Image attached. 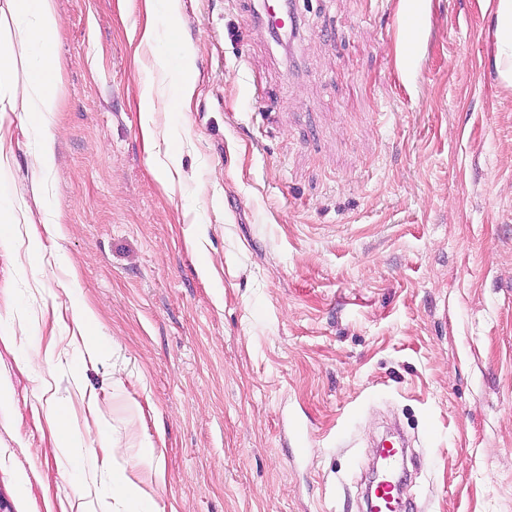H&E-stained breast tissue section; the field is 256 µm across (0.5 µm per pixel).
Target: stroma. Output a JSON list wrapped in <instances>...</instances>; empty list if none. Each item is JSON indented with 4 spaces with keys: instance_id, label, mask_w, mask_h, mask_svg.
<instances>
[{
    "instance_id": "stroma-1",
    "label": "stroma",
    "mask_w": 512,
    "mask_h": 512,
    "mask_svg": "<svg viewBox=\"0 0 512 512\" xmlns=\"http://www.w3.org/2000/svg\"><path fill=\"white\" fill-rule=\"evenodd\" d=\"M55 3L60 110L0 127L10 512L107 496L83 390L155 512H366L371 442L393 425L416 439L409 512H512L496 0H295L288 40L262 28L261 0H180L179 29L158 13L150 47L142 0ZM158 55L197 90L157 100L148 143L138 85ZM84 303L97 320L79 325ZM40 336L53 356L25 368ZM148 442L161 474L136 464Z\"/></svg>"
}]
</instances>
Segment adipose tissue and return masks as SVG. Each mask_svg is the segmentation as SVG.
I'll list each match as a JSON object with an SVG mask.
<instances>
[{
    "label": "adipose tissue",
    "mask_w": 512,
    "mask_h": 512,
    "mask_svg": "<svg viewBox=\"0 0 512 512\" xmlns=\"http://www.w3.org/2000/svg\"><path fill=\"white\" fill-rule=\"evenodd\" d=\"M14 22L11 37L0 40V112H16L36 120L59 109L58 38L61 18L54 0H10ZM495 65L501 81L512 85V0H497ZM166 59L156 61L155 73L139 85V99L153 103L170 96L190 100L194 79L172 83Z\"/></svg>",
    "instance_id": "ef3b65f1"
}]
</instances>
